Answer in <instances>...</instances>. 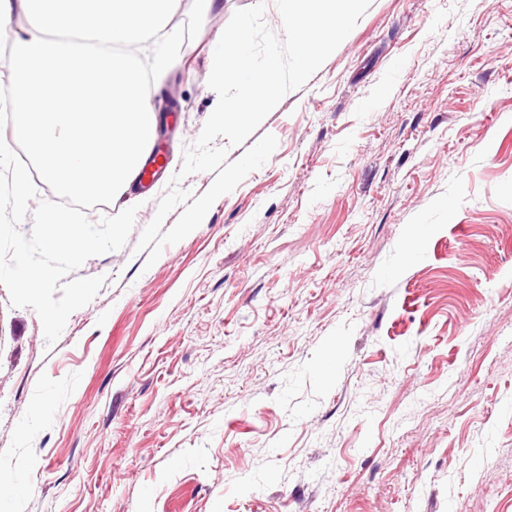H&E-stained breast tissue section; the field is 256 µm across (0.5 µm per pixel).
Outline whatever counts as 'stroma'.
<instances>
[{
  "label": "stroma",
  "instance_id": "1",
  "mask_svg": "<svg viewBox=\"0 0 512 512\" xmlns=\"http://www.w3.org/2000/svg\"><path fill=\"white\" fill-rule=\"evenodd\" d=\"M213 0L155 81L176 173L218 97ZM278 145L54 346L0 285L19 512H512V0H372L258 128ZM123 204V205H124Z\"/></svg>",
  "mask_w": 512,
  "mask_h": 512
}]
</instances>
